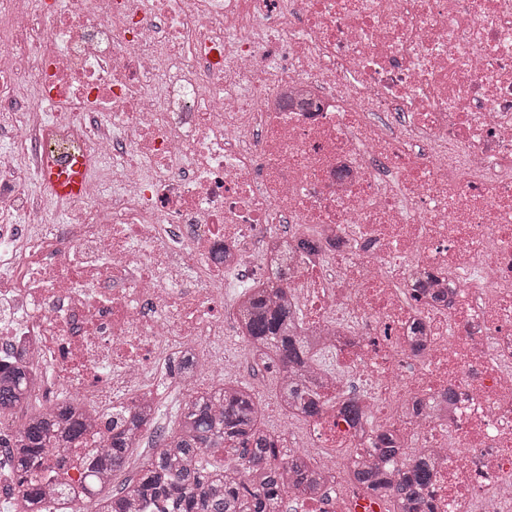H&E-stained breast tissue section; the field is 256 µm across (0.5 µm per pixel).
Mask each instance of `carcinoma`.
Segmentation results:
<instances>
[{
    "instance_id": "obj_1",
    "label": "carcinoma",
    "mask_w": 512,
    "mask_h": 512,
    "mask_svg": "<svg viewBox=\"0 0 512 512\" xmlns=\"http://www.w3.org/2000/svg\"><path fill=\"white\" fill-rule=\"evenodd\" d=\"M244 340L250 350L272 359L279 371V404L295 417L319 415L323 401L313 370L315 347L300 335L302 320L283 299V291L252 292L241 302ZM36 378L14 370L0 374V415L32 397ZM263 406L252 387L226 378L224 384L195 390L178 408L176 424L159 433L137 477L109 496H100L106 474L121 469L139 432L162 415L154 402L121 416L106 449L91 459L76 458L86 470V484L75 489L58 484L49 494L38 479L44 457L53 448H78L86 429L85 411L71 401L55 411H33L6 446L5 463L14 474L18 498L12 512H137L143 503L161 512H281L286 490L319 491L333 473L304 452L280 457L282 441L262 426ZM380 463L355 456L356 480L391 512H421V493L436 472L437 453L419 452L416 460L395 469L386 463L403 455L394 431L375 435ZM237 456L240 468L227 471L209 462L217 451Z\"/></svg>"
}]
</instances>
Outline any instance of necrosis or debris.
Instances as JSON below:
<instances>
[{"instance_id": "obj_1", "label": "necrosis or debris", "mask_w": 512, "mask_h": 512, "mask_svg": "<svg viewBox=\"0 0 512 512\" xmlns=\"http://www.w3.org/2000/svg\"><path fill=\"white\" fill-rule=\"evenodd\" d=\"M1 134L0 368L78 394L81 454L175 358L236 373L261 284L355 374L294 512H379L336 451L390 428L442 451L426 512L512 504V0H0ZM81 152L112 175L60 224L27 187Z\"/></svg>"}]
</instances>
